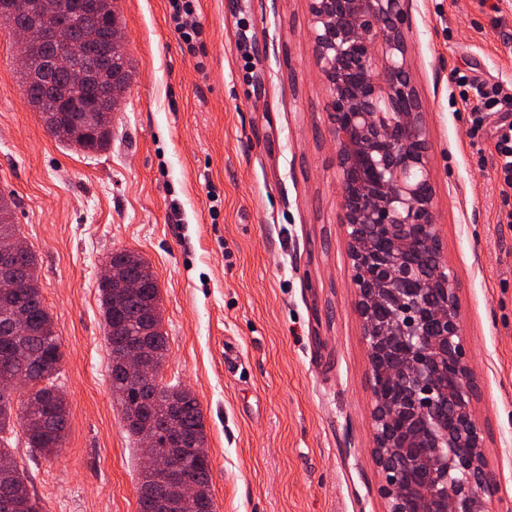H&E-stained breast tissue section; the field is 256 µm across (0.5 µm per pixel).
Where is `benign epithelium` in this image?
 Wrapping results in <instances>:
<instances>
[{
	"label": "benign epithelium",
	"instance_id": "7a95c632",
	"mask_svg": "<svg viewBox=\"0 0 512 512\" xmlns=\"http://www.w3.org/2000/svg\"><path fill=\"white\" fill-rule=\"evenodd\" d=\"M308 11L336 145L339 223L367 347L385 512H485L497 479L474 416L456 276L440 258L425 261L441 241L424 106L407 67L409 0H308ZM20 34L25 50L52 44L45 73L83 77L53 18Z\"/></svg>",
	"mask_w": 512,
	"mask_h": 512
}]
</instances>
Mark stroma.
Here are the masks:
<instances>
[{
  "mask_svg": "<svg viewBox=\"0 0 512 512\" xmlns=\"http://www.w3.org/2000/svg\"><path fill=\"white\" fill-rule=\"evenodd\" d=\"M411 0L407 61L424 105L434 221L458 283L475 419L512 512V224L494 144L473 133L452 69L512 89V0ZM134 73L107 151L65 147L23 95L0 23V191L36 254L61 341L69 423L57 454L10 436L42 512H138L141 449L112 393L100 302L112 252L158 281L168 357L204 416L215 512H384L373 397L339 223L327 92L307 0H198L189 53L168 0H115ZM263 46L253 55L251 44Z\"/></svg>",
  "mask_w": 512,
  "mask_h": 512,
  "instance_id": "35a3bbf8",
  "label": "stroma"
}]
</instances>
